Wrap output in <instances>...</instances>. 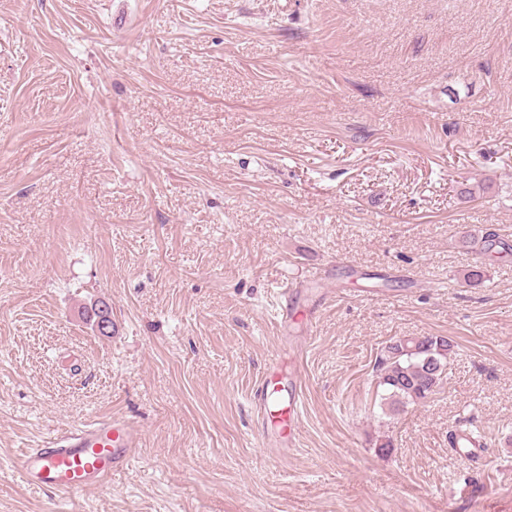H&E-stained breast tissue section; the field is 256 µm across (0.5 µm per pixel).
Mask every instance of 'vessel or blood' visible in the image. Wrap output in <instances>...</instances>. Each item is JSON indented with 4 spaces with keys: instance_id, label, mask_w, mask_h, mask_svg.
Listing matches in <instances>:
<instances>
[{
    "instance_id": "vessel-or-blood-1",
    "label": "vessel or blood",
    "mask_w": 512,
    "mask_h": 512,
    "mask_svg": "<svg viewBox=\"0 0 512 512\" xmlns=\"http://www.w3.org/2000/svg\"><path fill=\"white\" fill-rule=\"evenodd\" d=\"M301 399V386H294L281 409L285 440L295 437ZM141 440V432L128 422L99 421L65 432L44 447L26 449L20 455L18 473L28 484L73 496L127 466ZM455 446L467 462H478L483 456L482 443L472 434H459Z\"/></svg>"
}]
</instances>
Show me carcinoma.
I'll use <instances>...</instances> for the list:
<instances>
[{"label":"carcinoma","mask_w":512,"mask_h":512,"mask_svg":"<svg viewBox=\"0 0 512 512\" xmlns=\"http://www.w3.org/2000/svg\"><path fill=\"white\" fill-rule=\"evenodd\" d=\"M454 342L445 336L397 339L389 343L376 373L384 399L392 406L419 404L440 387Z\"/></svg>","instance_id":"carcinoma-1"}]
</instances>
